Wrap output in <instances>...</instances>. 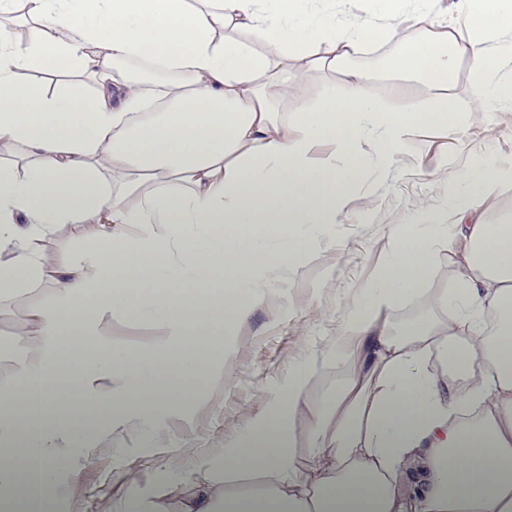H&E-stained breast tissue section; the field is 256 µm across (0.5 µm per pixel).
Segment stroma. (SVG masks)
<instances>
[{
  "label": "stroma",
  "mask_w": 512,
  "mask_h": 512,
  "mask_svg": "<svg viewBox=\"0 0 512 512\" xmlns=\"http://www.w3.org/2000/svg\"><path fill=\"white\" fill-rule=\"evenodd\" d=\"M477 84L466 57L454 74L438 77V88L458 108L456 135L417 131L389 162L359 173L347 221L316 233L309 258L293 275L268 282L266 296L248 323L227 337L222 352L202 349L204 358H219L223 371L206 368L192 377L195 403L160 413L151 433L133 431L120 440L111 433L108 408L95 412V439L76 456L73 473L59 474L64 493L51 503V512H122L127 488L115 475L128 468L139 474L142 498L151 499L163 490L160 475L172 454L193 470L182 482L185 489L202 479L223 480L224 453L236 435L286 388L291 369L306 354L335 343L344 317L395 250L393 228L413 224L429 230L433 220L447 218L458 177L484 164L512 167V104L479 107ZM369 92L401 108H426L434 100L433 91L416 83L392 89L380 72ZM47 299V286L37 285L0 304V379L13 373L21 348L15 332L27 308Z\"/></svg>",
  "instance_id": "35a3bbf8"
}]
</instances>
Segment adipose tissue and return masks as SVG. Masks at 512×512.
Instances as JSON below:
<instances>
[{"label":"adipose tissue","instance_id":"adipose-tissue-1","mask_svg":"<svg viewBox=\"0 0 512 512\" xmlns=\"http://www.w3.org/2000/svg\"><path fill=\"white\" fill-rule=\"evenodd\" d=\"M0 0V297L50 283L16 336L23 348L0 383V512H42L78 451L76 412L110 408L122 434L137 416L193 400L175 375L224 345L248 319L242 293L310 255L311 232L343 223L353 177L387 159L414 127L455 134L448 94L397 112L367 91L356 66L367 32L398 37L415 3L431 34L385 60L425 85L469 55L483 97L512 101V40L491 43L512 0H449L469 17L461 37L434 0ZM87 77L55 87L21 80L48 60ZM330 72L307 101L310 70ZM293 101L292 115L281 110ZM336 151L314 160L316 145ZM487 164L462 181L453 230L469 243L454 293L401 325L387 313L420 294L432 240L399 230V247L332 346L297 367L224 455L223 483H205L181 512H512V224H486ZM64 224L77 245L47 264ZM194 293H187V286ZM153 313L150 344L113 340L122 311ZM93 340L90 352L65 337ZM189 347L172 356L173 342ZM328 403L309 398L326 366ZM308 469H301V457ZM78 233L79 229L77 226L71 224L60 226L46 247V259L54 258L62 246L75 243Z\"/></svg>","mask_w":512,"mask_h":512}]
</instances>
